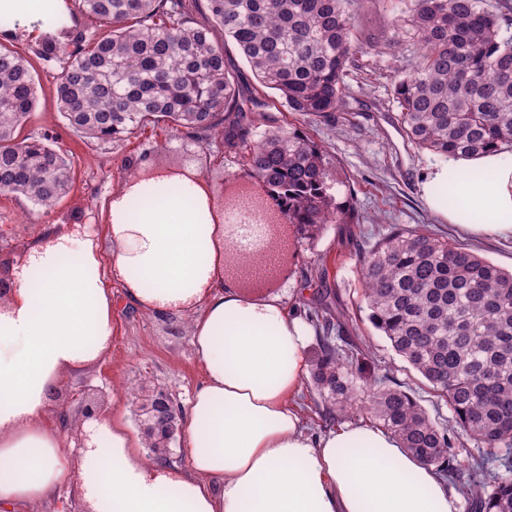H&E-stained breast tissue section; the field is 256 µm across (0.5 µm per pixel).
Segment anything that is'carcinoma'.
<instances>
[{
	"label": "carcinoma",
	"instance_id": "obj_1",
	"mask_svg": "<svg viewBox=\"0 0 512 512\" xmlns=\"http://www.w3.org/2000/svg\"><path fill=\"white\" fill-rule=\"evenodd\" d=\"M357 0H78L97 24L91 34L55 17L39 58H65L56 102L67 126L98 144L164 124L190 138L224 139L244 153L249 181L236 202L264 215L278 253L315 240L328 224H356L355 209L336 201L326 152L296 131L254 139L255 97L241 99L224 69L234 45L259 88L276 91L290 112L333 118L343 104L356 42ZM481 0H412L395 16L415 45L409 72L394 87L408 140L440 157L472 158L512 150V34ZM31 65L0 46V195L23 196L50 212L70 189L73 162L47 138L22 134L36 107ZM247 257H230L243 288L264 279L240 276ZM361 305L392 349L427 382L471 439L500 452L512 470V273L465 245L414 227H394L360 257ZM319 341L311 375L325 419L353 405L443 476L456 471L447 428L427 415L394 377L353 371L365 349H342L332 332L341 313L321 301L310 313ZM471 465L461 484L482 512H512V480H485Z\"/></svg>",
	"mask_w": 512,
	"mask_h": 512
}]
</instances>
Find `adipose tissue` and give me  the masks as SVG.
Here are the masks:
<instances>
[{
  "label": "adipose tissue",
  "instance_id": "ef3b65f1",
  "mask_svg": "<svg viewBox=\"0 0 512 512\" xmlns=\"http://www.w3.org/2000/svg\"><path fill=\"white\" fill-rule=\"evenodd\" d=\"M47 0H0V21L42 30ZM426 206L476 236H512V159L451 157L425 176ZM103 256L85 228L45 227L0 294V512H41L73 487L85 512H459L439 477L368 423L309 435L290 403L314 329L280 296L225 271L224 225L194 170H156L112 194ZM152 315L188 314L203 378L186 412V468L146 458L120 419L65 448L50 406L70 373L112 343V291Z\"/></svg>",
  "mask_w": 512,
  "mask_h": 512
}]
</instances>
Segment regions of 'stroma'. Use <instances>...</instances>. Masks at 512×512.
Listing matches in <instances>:
<instances>
[{"label":"stroma","mask_w":512,"mask_h":512,"mask_svg":"<svg viewBox=\"0 0 512 512\" xmlns=\"http://www.w3.org/2000/svg\"><path fill=\"white\" fill-rule=\"evenodd\" d=\"M403 6V0H362L361 48L334 121L288 112L273 90L265 92L263 113L270 126L297 130L318 143L344 181L338 201L352 205L359 214L358 223L327 225L318 239L293 247L282 260L281 273L270 292L281 296L289 310L308 311L320 287L331 290L338 311L350 317L343 329L345 340L362 344L370 361L379 369L392 370L430 416L447 426L457 452L458 475L447 480L453 491L459 479L467 478L473 461H484L489 472L499 473L496 454L462 435L447 405L360 312V252L393 226L418 227L467 245L511 271L512 238L471 235L442 222L422 203L424 175L438 158L416 149L398 121L393 88L407 73L415 50L412 42L400 41L392 25ZM40 40L39 34L23 30L0 31V45L24 50L33 69L37 102L25 132L54 136L74 162V180L69 193L47 215L25 199L0 195L1 272L18 264L44 225L68 228L82 224L104 235L113 190L147 171L194 169L219 200L232 182L246 180L243 154L226 150L219 139L194 140L163 124L136 130L112 144L99 145L73 133L56 105L62 64L36 56ZM111 288L112 346L108 357L64 380L52 399L53 411H64L71 434L86 428L84 408L92 402L102 413L119 415L130 431L140 432L141 412L131 403L127 389H138L144 396L161 386L182 404L202 380L190 343L189 317L144 313L126 301L119 283H112Z\"/></svg>","instance_id":"35a3bbf8"}]
</instances>
